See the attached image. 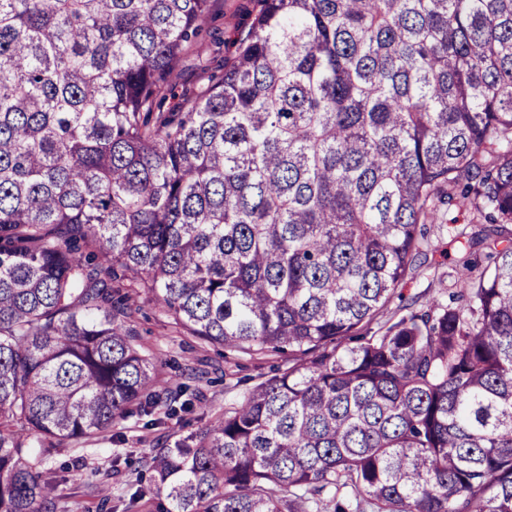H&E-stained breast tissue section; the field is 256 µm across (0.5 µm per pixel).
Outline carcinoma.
Instances as JSON below:
<instances>
[{
    "mask_svg": "<svg viewBox=\"0 0 512 512\" xmlns=\"http://www.w3.org/2000/svg\"><path fill=\"white\" fill-rule=\"evenodd\" d=\"M211 0H0V512L156 390L131 318L285 358L146 457L156 512H512V0H254L164 110ZM468 204L447 300L370 325Z\"/></svg>",
    "mask_w": 512,
    "mask_h": 512,
    "instance_id": "carcinoma-1",
    "label": "carcinoma"
}]
</instances>
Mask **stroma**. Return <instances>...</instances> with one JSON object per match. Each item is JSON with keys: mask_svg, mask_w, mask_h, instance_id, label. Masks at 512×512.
Masks as SVG:
<instances>
[{"mask_svg": "<svg viewBox=\"0 0 512 512\" xmlns=\"http://www.w3.org/2000/svg\"><path fill=\"white\" fill-rule=\"evenodd\" d=\"M248 4L249 0H213L214 18L180 61L167 107H177L185 94L199 92L206 74L222 69L225 44L233 38L235 29L243 25ZM470 222L469 211L450 207L442 209L437 223L428 225L432 265L419 269L402 283L399 292L404 298H439L460 284L463 272L454 264L458 249L452 229ZM132 328L145 354L156 355L162 386H169L187 369L206 371V379L198 385L197 408L182 420H170L148 430L135 419H127L119 443L112 442L105 433L84 447L61 449L55 460L70 462L71 470L58 484L53 497L54 512H154L151 497L134 496L138 473L150 449L205 429L224 408L247 388L270 376L278 365L273 358L223 357L216 348L196 337L165 327L159 312L148 303L142 304Z\"/></svg>", "mask_w": 512, "mask_h": 512, "instance_id": "obj_1", "label": "stroma"}]
</instances>
